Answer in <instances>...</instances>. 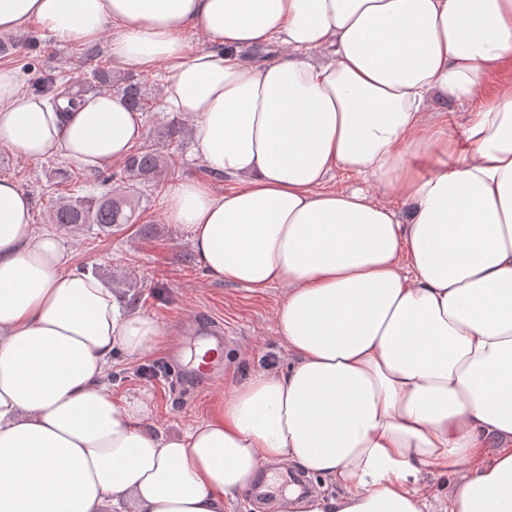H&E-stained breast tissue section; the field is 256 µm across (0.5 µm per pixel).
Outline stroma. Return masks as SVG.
<instances>
[{
	"mask_svg": "<svg viewBox=\"0 0 512 512\" xmlns=\"http://www.w3.org/2000/svg\"><path fill=\"white\" fill-rule=\"evenodd\" d=\"M10 55L0 64L15 68L27 87L40 76L64 68L68 79L81 78L90 63L76 46L62 45L38 26L14 34ZM64 161L50 157L37 162L17 157L0 146V178L15 180L35 201L33 222L43 225L45 207L40 188L56 180ZM164 185L170 177H162ZM139 200L147 223L105 235L97 227L68 234L70 263L119 290L122 304L138 308L165 329L179 334L184 348H194L202 329L223 326L230 335L217 360L222 376L203 380L173 355L153 354L134 364L122 355L112 359V390L124 394L146 390L153 408L146 421L152 433L179 432L205 418L212 398L231 394L253 372L288 362V351L275 329L282 287L255 293L210 275L197 262L184 232L166 223L164 192Z\"/></svg>",
	"mask_w": 512,
	"mask_h": 512,
	"instance_id": "35a3bbf8",
	"label": "stroma"
}]
</instances>
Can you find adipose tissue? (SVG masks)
<instances>
[{
	"label": "adipose tissue",
	"mask_w": 512,
	"mask_h": 512,
	"mask_svg": "<svg viewBox=\"0 0 512 512\" xmlns=\"http://www.w3.org/2000/svg\"><path fill=\"white\" fill-rule=\"evenodd\" d=\"M33 24L113 28L115 62L162 69L166 111L234 183L181 181L165 218L216 277L283 287L291 365L147 434L152 398L113 394L112 357L178 337L70 269L0 180V512H226L266 466L340 489L289 486V512H512V85L486 87L512 0H0V35ZM142 135L118 95L54 104L0 66L18 156L98 172Z\"/></svg>",
	"instance_id": "obj_1"
}]
</instances>
